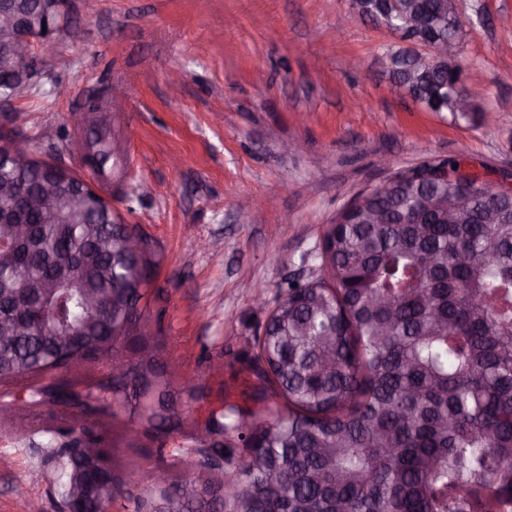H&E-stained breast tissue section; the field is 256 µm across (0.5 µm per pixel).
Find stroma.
Here are the masks:
<instances>
[{
    "label": "stroma",
    "mask_w": 512,
    "mask_h": 512,
    "mask_svg": "<svg viewBox=\"0 0 512 512\" xmlns=\"http://www.w3.org/2000/svg\"><path fill=\"white\" fill-rule=\"evenodd\" d=\"M456 7L468 123L391 91L386 53L403 42L349 0H65L57 54L0 113L16 148L98 187L73 112L93 90L124 87L108 105L130 155L112 208L164 253L165 360L235 401L265 321L256 285L273 299L318 273L327 225L355 194L441 159L483 177L512 168V0ZM290 140L303 151L283 153ZM19 485L23 512H54L33 449L0 438V512H22Z\"/></svg>",
    "instance_id": "obj_1"
}]
</instances>
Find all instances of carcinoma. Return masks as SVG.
<instances>
[{"mask_svg":"<svg viewBox=\"0 0 512 512\" xmlns=\"http://www.w3.org/2000/svg\"><path fill=\"white\" fill-rule=\"evenodd\" d=\"M353 2L389 29L421 16L428 44L461 54L449 0ZM389 61L392 85L428 111L474 114L460 58L401 47ZM115 143L94 119L98 170ZM453 164L398 169L336 212L324 275L287 282L254 337L248 404L224 398L203 421L158 363V242L54 173L0 165V207L44 191L68 202L59 224L28 210L23 236L0 224V411L45 416L3 433L40 450L56 512H112L128 480L136 512H512V195L461 183ZM104 361L113 371L93 374ZM118 406L129 438L105 427ZM172 431L179 454L159 447L124 472L120 445Z\"/></svg>","mask_w":512,"mask_h":512,"instance_id":"1","label":"carcinoma"}]
</instances>
